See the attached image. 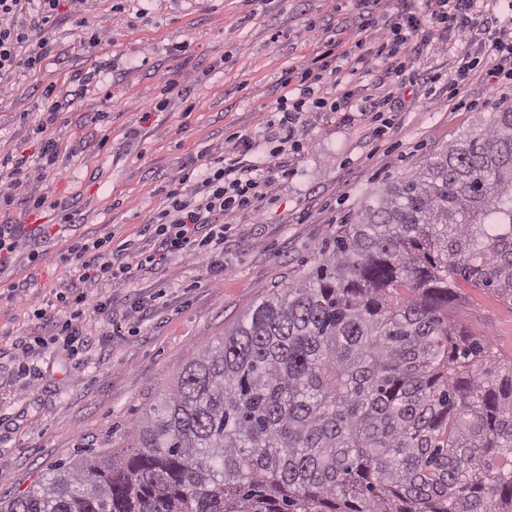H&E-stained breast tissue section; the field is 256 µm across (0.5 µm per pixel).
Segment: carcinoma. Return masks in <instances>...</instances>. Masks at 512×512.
<instances>
[{
  "label": "carcinoma",
  "instance_id": "cac0c4a2",
  "mask_svg": "<svg viewBox=\"0 0 512 512\" xmlns=\"http://www.w3.org/2000/svg\"><path fill=\"white\" fill-rule=\"evenodd\" d=\"M458 278L512 304V108L369 191L123 458L54 465L0 512H512V361L444 313Z\"/></svg>",
  "mask_w": 512,
  "mask_h": 512
}]
</instances>
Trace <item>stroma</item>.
Segmentation results:
<instances>
[{
	"label": "stroma",
	"instance_id": "1",
	"mask_svg": "<svg viewBox=\"0 0 512 512\" xmlns=\"http://www.w3.org/2000/svg\"><path fill=\"white\" fill-rule=\"evenodd\" d=\"M89 25L62 13L53 51L40 71L0 88V156L37 157L38 125L51 102L61 105L55 169L37 193L81 212L77 226L49 208L26 213L0 203V224H26L41 258L18 253L0 270V497L29 490L46 468L86 450L118 452L134 443L132 426L175 383L191 355L217 344L273 286L314 265L350 223L367 189L395 180L428 156L512 106V94L487 98L483 69L468 81L464 105L449 103L435 75H453L471 50L448 33L447 50L424 49L395 89L388 129L373 139L363 117L305 114L301 149L288 158L287 182L271 188L272 205L243 214L224 235L222 266L210 256L141 272L110 289L112 310L91 314L93 346L82 364L52 349L24 386L8 353L30 337L34 310L57 315L55 298L69 268L59 260L75 238L112 235L147 242L165 185L198 153L255 129L282 92L284 73L323 54L331 40L359 37L353 0H95ZM341 87L357 97L385 89L371 62L343 63ZM173 94H165V87ZM137 128L135 142L124 134ZM28 280L25 295L11 284ZM161 293L142 321L111 331L110 317ZM468 334L487 338L512 360V304L462 288L451 310Z\"/></svg>",
	"mask_w": 512,
	"mask_h": 512
}]
</instances>
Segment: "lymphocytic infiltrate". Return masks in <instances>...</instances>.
Instances as JSON below:
<instances>
[{
    "label": "lymphocytic infiltrate",
    "mask_w": 512,
    "mask_h": 512,
    "mask_svg": "<svg viewBox=\"0 0 512 512\" xmlns=\"http://www.w3.org/2000/svg\"><path fill=\"white\" fill-rule=\"evenodd\" d=\"M62 0H0V87L16 75L33 74L52 50L47 36L58 18ZM479 0H438L428 26H420L416 16H402L399 23L379 26L371 12L360 14L361 37L341 50L339 59L369 55L381 67L386 79L399 81L416 50L410 39L431 46L448 30L469 36L481 33L480 52L490 59L484 82L490 95L501 92L512 81V28L499 27L496 20L482 16ZM336 71L330 62L315 57L288 72L295 92L281 95L275 110L279 117L260 122L256 131L238 136L232 146H218L201 152L198 164L183 167L172 177L161 205L154 212L148 245L129 239L113 243L111 237L95 240L79 238L62 255L70 265L69 283L57 300L64 316L56 322L50 340L39 338L22 342L14 362L19 373L36 378L34 357L48 348L67 352L80 359L90 350L91 341L83 335L90 313L112 305L102 290L115 280L130 279L137 270L157 271L173 260L195 259L224 247V227L241 212H260L268 202L271 183L288 177L282 158L287 150H298L299 128L306 112H361L369 114L374 135L385 132L381 123L388 98L356 100L351 93L332 97L324 91ZM59 104H52L41 119L48 138L38 159L0 157V201L11 204L23 200L28 211L42 210L47 198L35 194L32 186L42 180L56 163L58 143L49 135L59 118ZM270 144V160L265 168L244 165L241 150Z\"/></svg>",
    "instance_id": "obj_1"
}]
</instances>
